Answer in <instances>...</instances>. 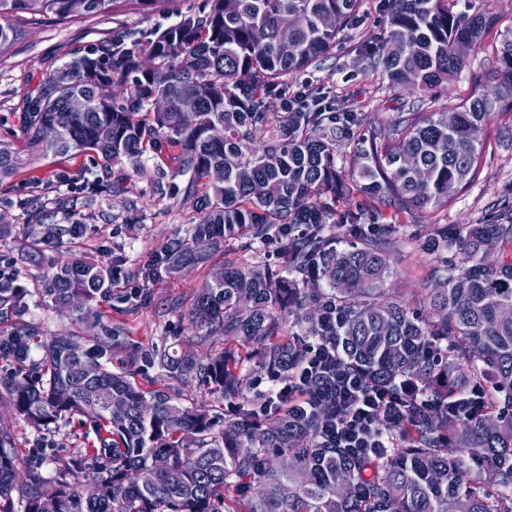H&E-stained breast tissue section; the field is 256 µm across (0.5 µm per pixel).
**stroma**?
I'll return each mask as SVG.
<instances>
[{"label": "stroma", "mask_w": 512, "mask_h": 512, "mask_svg": "<svg viewBox=\"0 0 512 512\" xmlns=\"http://www.w3.org/2000/svg\"><path fill=\"white\" fill-rule=\"evenodd\" d=\"M378 0H364L363 23L346 30L341 43L317 67L289 77L290 86H307L316 94L354 112L365 113L376 124L387 122L400 103L412 100V93L389 85L380 72L357 61L358 49L375 39L382 27L376 10ZM204 0H176L172 10L144 14L135 11L115 15H94L76 20L50 17L21 21L22 33L12 50L0 56V139L21 143L25 112L39 96L47 77L73 57L95 44L133 34L146 37L173 24L178 13L197 12ZM495 64L489 47L473 51L464 70L442 91L449 104L461 103L481 93L479 77ZM485 154L479 178L463 189L448 206L432 215L436 224H490L501 206L512 207V117L494 118L487 126ZM99 160L85 154L43 160L22 168L10 180L0 183V215L14 224L9 238L0 241V267L18 276L27 290L26 305L19 319L37 327L40 334L72 333L101 335L104 327L122 325L121 357L136 356L138 382L144 390L167 388L186 405L203 404L216 420H223L225 404L200 390L193 379H170L152 366L148 354L154 350L200 347L198 331L192 324L191 309L201 288L211 282L214 272L230 263L247 266L263 260L264 250L243 248L240 240L224 241L208 264L184 267L156 281L144 280L140 267L162 251L176 237L190 238L203 214L192 203L161 194L157 188L156 164L144 155L140 165L122 162L112 165L120 188L102 182L98 193H81L75 181L83 175H99ZM39 196L47 221L64 230L60 239L42 241L40 227L32 223L25 202ZM40 251L65 261L81 256L94 262L114 264L120 272L118 295L100 303L99 322L88 325L61 315L40 296L42 268L22 262L24 254ZM393 287L410 294L427 287L433 266L418 248L404 245L396 264ZM91 427L65 425L53 431L35 433L19 427L20 447L41 441L76 452L95 442Z\"/></svg>", "instance_id": "1"}]
</instances>
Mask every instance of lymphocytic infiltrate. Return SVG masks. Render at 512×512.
<instances>
[{
	"label": "lymphocytic infiltrate",
	"mask_w": 512,
	"mask_h": 512,
	"mask_svg": "<svg viewBox=\"0 0 512 512\" xmlns=\"http://www.w3.org/2000/svg\"><path fill=\"white\" fill-rule=\"evenodd\" d=\"M338 314L326 323L327 336L313 342L306 363L290 367L287 376L272 375L267 389L274 406L291 409L325 404L331 415L323 425L326 443L341 448H385L391 439L380 432L382 418L401 421V393L362 375L338 369L335 332Z\"/></svg>",
	"instance_id": "1"
}]
</instances>
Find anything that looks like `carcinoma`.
Wrapping results in <instances>:
<instances>
[{"label":"carcinoma","instance_id":"carcinoma-1","mask_svg":"<svg viewBox=\"0 0 512 512\" xmlns=\"http://www.w3.org/2000/svg\"><path fill=\"white\" fill-rule=\"evenodd\" d=\"M174 0H0V55L20 35L16 20H60L130 8L164 12ZM362 0H206L143 49L136 37L101 44L64 63L25 113L29 159L92 153L110 166L146 153L173 163L185 186L161 184L205 212L192 243L178 238L142 275L156 280L181 264L205 265L224 239L259 241L284 260L224 266L197 295L192 316L224 350L200 355L155 351L150 361L172 379L193 377L235 405L217 426L209 411L162 390L145 391L133 372L103 362L121 348L123 329L89 345L74 334L40 338L15 322L0 335V512H512V212L494 224L435 229L424 249L435 263L431 287L401 296L387 286L401 248L379 208L428 217L473 183L486 126L512 112V32L496 47V85L460 106L437 89L466 66L496 18L458 12L448 0H379L383 33L360 57L415 100L383 125L307 94L299 112L270 119L266 99L288 75L336 49L361 19ZM125 87L120 98L114 85ZM85 100L82 112L71 98ZM164 99L169 107L153 108ZM456 116L448 125L447 112ZM354 144L336 166V147ZM22 165L0 140V180ZM224 170V181L210 173ZM337 218L336 231L327 221ZM354 234L339 250L336 238ZM497 242L493 261L484 243ZM42 297L59 310L74 296V319L95 323L112 296L113 266L71 258L51 262ZM26 291L0 284V322ZM336 309L339 361L394 388L405 381L406 428L398 447L373 455L328 448L323 407L297 420L249 400L256 375L299 364L305 339L326 335ZM295 318L301 332L286 327ZM438 393L443 404L421 406ZM76 421L96 442L66 457L54 448L18 447L17 427L41 433ZM95 485L85 494L76 477Z\"/></svg>","mask_w":512,"mask_h":512}]
</instances>
